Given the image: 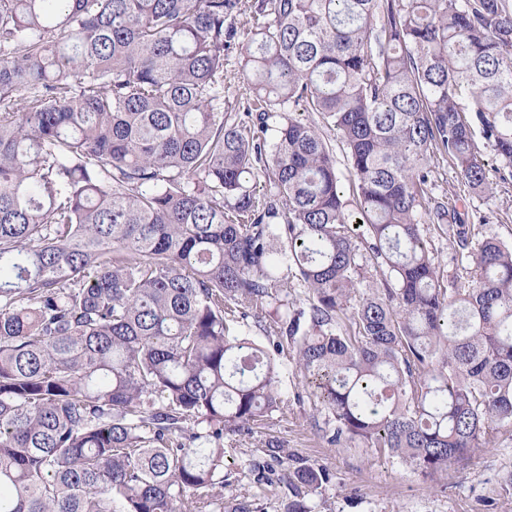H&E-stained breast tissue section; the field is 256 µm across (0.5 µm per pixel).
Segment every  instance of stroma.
<instances>
[{
	"label": "stroma",
	"mask_w": 512,
	"mask_h": 512,
	"mask_svg": "<svg viewBox=\"0 0 512 512\" xmlns=\"http://www.w3.org/2000/svg\"><path fill=\"white\" fill-rule=\"evenodd\" d=\"M475 144L489 170L488 191H467L448 161L429 175L432 194L459 212L468 247L460 248L454 234L424 227L435 265L445 278L462 284L470 279L474 254L484 239L512 246V181L500 180L504 163L483 137H476ZM280 387L281 407L263 426L224 442L225 498L246 494L259 512H282L294 459L321 466L330 475L322 492L308 497L313 512H512V425L502 428L491 449L476 451L451 463L447 473L426 479L372 449L331 444L329 413L295 365L283 369ZM271 440L283 444V458H270L266 444ZM257 467L265 469L268 482L256 481Z\"/></svg>",
	"instance_id": "35a3bbf8"
}]
</instances>
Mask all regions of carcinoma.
<instances>
[{
    "instance_id": "carcinoma-1",
    "label": "carcinoma",
    "mask_w": 512,
    "mask_h": 512,
    "mask_svg": "<svg viewBox=\"0 0 512 512\" xmlns=\"http://www.w3.org/2000/svg\"><path fill=\"white\" fill-rule=\"evenodd\" d=\"M477 127L512 177V0H0V512H257L224 502V436L280 408L288 354L333 444L426 478L492 445L512 248L484 240L466 288L421 228L458 221L431 163L488 187ZM328 482L295 462L285 512ZM250 25L249 17L241 16L236 20L238 38L235 43L232 42L231 47H229L225 52V58L228 59L226 61L228 64H226L225 67L227 79L226 88L224 89V98H226V101L229 99L230 102H233L234 95H236L238 89L242 88L246 83L244 81V76L238 70L236 62L238 61L240 52L239 43L242 42L244 38L243 34L246 33ZM300 118H303L308 121L316 122L322 129L323 134L326 140H330L333 145L334 150L336 151V161L337 168L341 180V187L344 191L345 199L352 201V191H350V183H349V174H348V163L345 151L343 150L342 145L336 140L332 131H330L327 127L323 126L321 118L316 113H303ZM362 253L363 256L359 262L362 265V272L366 277V280L369 281L370 284L374 285V288L372 289H378V291L382 292L383 288H386V283L388 281L389 283H392L391 279L393 280V277L390 278V272L385 265L381 264V259L376 260L370 251H363Z\"/></svg>"
}]
</instances>
